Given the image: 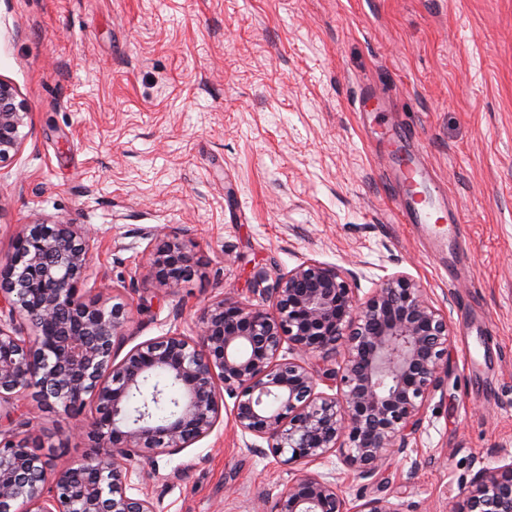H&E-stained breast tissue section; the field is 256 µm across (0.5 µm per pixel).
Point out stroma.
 Wrapping results in <instances>:
<instances>
[{
    "label": "stroma",
    "instance_id": "obj_1",
    "mask_svg": "<svg viewBox=\"0 0 512 512\" xmlns=\"http://www.w3.org/2000/svg\"><path fill=\"white\" fill-rule=\"evenodd\" d=\"M0 79L32 128L0 165V262L36 220L88 229L86 298L128 303L117 357L196 336L204 305L260 303L255 280L308 260L354 271L361 299L403 274L448 312L444 387L376 477L335 460L311 473L351 503L448 512L512 462V0H0ZM368 92L384 111L359 113ZM390 128L411 131L465 227L455 278L401 219ZM167 235L196 257L174 293L148 276ZM12 419L58 461L88 452L59 407ZM294 476L223 419L134 463L130 494L158 512H270Z\"/></svg>",
    "mask_w": 512,
    "mask_h": 512
}]
</instances>
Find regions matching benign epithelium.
Returning <instances> with one entry per match:
<instances>
[{"label": "benign epithelium", "instance_id": "benign-epithelium-1", "mask_svg": "<svg viewBox=\"0 0 512 512\" xmlns=\"http://www.w3.org/2000/svg\"><path fill=\"white\" fill-rule=\"evenodd\" d=\"M29 108L0 79V165L22 150ZM89 261L78 224H28L13 255L0 263V408L31 398L57 404L92 443V455L59 463L26 447L0 423V512H157L128 495L131 462L174 455L210 435L227 413L242 435L263 439L288 467L337 453L362 479L379 472L391 448L404 450L440 391L448 366V313L405 275L381 282L357 302L349 275L306 261L261 289L262 303L225 297L205 306L197 337L169 331L116 360L126 304L81 294ZM194 264L176 236L150 259L158 285L175 293ZM298 358L281 357L283 348ZM343 355L341 368L318 372L312 361ZM329 392L317 390L318 381ZM175 391L176 413L152 415ZM139 397L141 414L127 418ZM95 409L84 414L87 402ZM270 512H397L385 498L350 505L338 483L298 473ZM451 512H512V463L481 471Z\"/></svg>", "mask_w": 512, "mask_h": 512}]
</instances>
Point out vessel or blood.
<instances>
[{
    "label": "vessel or blood",
    "instance_id": "obj_1",
    "mask_svg": "<svg viewBox=\"0 0 512 512\" xmlns=\"http://www.w3.org/2000/svg\"><path fill=\"white\" fill-rule=\"evenodd\" d=\"M382 142L388 152L402 156L396 171L395 187L404 223L421 233L436 251L444 253L451 247L464 251V227L447 213L444 194L434 183L426 163L407 151L406 133L383 134Z\"/></svg>",
    "mask_w": 512,
    "mask_h": 512
}]
</instances>
